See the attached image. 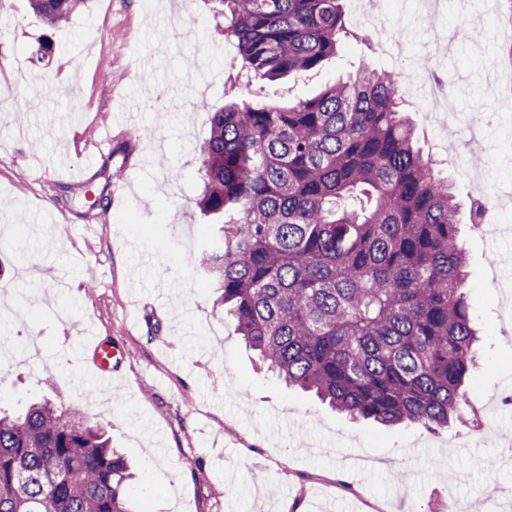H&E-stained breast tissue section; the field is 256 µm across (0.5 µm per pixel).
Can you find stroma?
<instances>
[{
	"mask_svg": "<svg viewBox=\"0 0 512 512\" xmlns=\"http://www.w3.org/2000/svg\"><path fill=\"white\" fill-rule=\"evenodd\" d=\"M403 40L397 59L344 40L321 67L273 85L247 73L213 0H86L50 28L29 0H0V404L49 397L100 424L136 467L130 498L150 512H448L450 501L512 512V308L490 286L512 281V240L491 266L469 230L468 302L480 329L468 405L482 426L444 432L353 420L289 391L245 347L197 253L199 151L212 112L236 97L298 101L369 63L409 72L432 58L458 111L495 117L470 159L512 189V7L507 0H384ZM55 46L43 62L41 43ZM110 79H102V70ZM404 108L468 215L472 187L451 153H434L413 91ZM105 149H98L102 137ZM75 176L46 182L41 164ZM127 358L97 388L85 342ZM222 386H214L215 378Z\"/></svg>",
	"mask_w": 512,
	"mask_h": 512,
	"instance_id": "1",
	"label": "stroma"
}]
</instances>
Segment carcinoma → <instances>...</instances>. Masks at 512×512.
<instances>
[{"label": "carcinoma", "instance_id": "obj_1", "mask_svg": "<svg viewBox=\"0 0 512 512\" xmlns=\"http://www.w3.org/2000/svg\"><path fill=\"white\" fill-rule=\"evenodd\" d=\"M49 26L84 0H29ZM254 74L310 71L351 36L342 0H215ZM400 74L358 67L313 98L212 113L200 266L286 385L338 412L437 432L463 420L477 330L453 192L421 153ZM125 457L83 413L0 407V512H134Z\"/></svg>", "mask_w": 512, "mask_h": 512}]
</instances>
